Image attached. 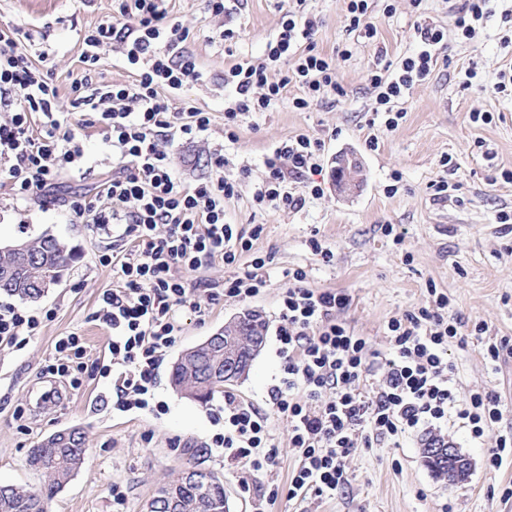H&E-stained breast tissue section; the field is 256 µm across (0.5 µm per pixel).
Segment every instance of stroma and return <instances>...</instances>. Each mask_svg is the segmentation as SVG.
Returning a JSON list of instances; mask_svg holds the SVG:
<instances>
[{
	"mask_svg": "<svg viewBox=\"0 0 512 512\" xmlns=\"http://www.w3.org/2000/svg\"><path fill=\"white\" fill-rule=\"evenodd\" d=\"M393 4L395 14L380 17L378 38L368 42L347 32L343 0H308V10L320 21L318 49L330 54L342 44L351 46L352 57L336 62L346 97L326 95L305 112L284 101L271 111L252 113L241 119L232 143L224 137V69L235 58L262 56L279 27L282 2L241 0L227 23L211 16L203 0H168L170 16L189 28V47L205 71L203 81L188 85L185 93L212 114L211 130L199 143L175 148L177 172L189 183L207 178L211 157L223 155L225 174L239 181L237 196L224 203V220L241 228L263 225L254 248L271 255L272 261L269 286L258 297L224 299L203 316L182 311L183 335L159 372L157 394L168 406L164 415L113 411L111 382L90 370L108 354V332L90 315L113 283L111 267L99 262L112 238L91 225L72 223L62 200L74 193L94 195L99 183L111 176L112 156L101 135L83 138V177L63 180L48 202L36 199L17 206L8 190L0 189V247L51 235L74 255L61 282L27 304L33 311L55 309V319L44 323L24 350L0 348V485L36 489L46 483V475L27 464L29 448L56 431L79 427L86 434L87 457L49 503L48 512H146L158 487L192 467L223 479L230 512H289L287 500L270 506L260 494L265 486L288 483L294 453L288 446L287 421L272 417L278 463L254 477V491L243 493L241 470L225 465L208 448L215 431L212 414L223 404V394L199 403L172 387L169 372L183 351L244 313L260 314L268 329H275L283 273L290 268H305L313 287L348 293L351 305L342 320L356 334L369 337L377 350L387 347V321L419 304L430 281L447 293L449 314L483 323L488 335L512 340V223L497 219L500 212L512 213V184L501 177L512 171V98L492 91L498 73L512 68V45L502 43L512 35V25L502 19L503 11L512 9V0H496L474 39L449 38L446 60L414 88L404 103V119L388 131L372 121L374 95L368 73L411 53L418 20L452 25L444 0H427L421 16L410 0ZM117 8L116 0H0V23L22 30L23 45L32 56L47 55L65 100L81 72L80 31L110 19ZM227 25L240 34L232 54L220 38ZM472 65L478 75L467 88L464 71ZM477 109L491 113L492 122H473L471 114ZM300 133L325 143L320 161L325 194L307 198L298 211L257 205L253 186L263 175L267 153ZM372 134L379 138L375 150L365 144ZM341 154L354 155L362 165V182L350 194L336 188L335 159ZM445 156L451 157L452 170H443L440 161ZM244 167L251 174L243 179L239 171ZM443 175L454 187L445 201L434 199L430 188ZM390 184L398 187L392 196L385 192ZM387 224L393 225L394 235H401V242L385 235ZM314 234L332 252L331 261L311 250ZM71 332L82 336L86 347L82 386L60 387L57 401L36 404L35 392L59 387L57 379L41 370L56 341ZM448 359L455 366L460 393L490 389L506 408L499 429L479 440L461 425L449 426V442L470 464L467 479L451 484L436 477L424 463L420 437L407 436L395 448L357 449L348 461L349 487L321 504L318 512H440L444 506L450 512H512V500L497 493L512 482V461L494 473L484 467L500 430L512 428V358L494 366L486 363L479 342L470 336L449 340ZM280 366L274 339H266L248 376L232 388L247 400L264 403ZM116 484L125 493L120 505L112 499Z\"/></svg>",
	"mask_w": 512,
	"mask_h": 512,
	"instance_id": "stroma-1",
	"label": "stroma"
}]
</instances>
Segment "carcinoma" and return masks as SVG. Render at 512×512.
<instances>
[{"label": "carcinoma", "mask_w": 512, "mask_h": 512, "mask_svg": "<svg viewBox=\"0 0 512 512\" xmlns=\"http://www.w3.org/2000/svg\"><path fill=\"white\" fill-rule=\"evenodd\" d=\"M25 247L35 262L23 265L17 252L0 250V291L20 300H34L45 293L40 283L60 282L72 255L51 235L27 242ZM170 383L199 402L209 401L224 391V350L201 344L188 349L173 363ZM86 451L85 436L78 428L55 432L29 449L28 465L46 472L50 480L37 491L0 486V512H47L48 503L84 463ZM179 481L176 491L188 512H227L224 481L217 474L189 468Z\"/></svg>", "instance_id": "1"}]
</instances>
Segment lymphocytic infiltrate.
<instances>
[{"mask_svg": "<svg viewBox=\"0 0 512 512\" xmlns=\"http://www.w3.org/2000/svg\"><path fill=\"white\" fill-rule=\"evenodd\" d=\"M164 2L121 0L118 17L80 32L84 74L73 81L65 108L50 68L23 50L21 30L0 25V108L11 114L0 122V187H9L20 202L50 194L60 180L80 176L82 132L99 129L114 172L94 196L76 194L67 202L73 223L112 236L111 252L99 261L111 267L116 285L90 315L109 332L111 358L96 370L115 388V410L155 415L166 411L157 398L158 370L182 336L180 311L197 309L204 285L189 280V273L222 262L230 274L222 290L210 291L211 302L244 301L267 288L271 262L253 249L263 225L245 231L224 221V202L236 195L237 181L225 175L223 157H215L209 178L194 184L175 172L168 145L202 138L212 115L183 95L204 73L187 46L189 29L170 18ZM316 25L306 0H288L262 58L225 68V138L236 141L240 116L273 109L289 87L300 90L291 101L299 112L327 93L344 96L336 60L351 58L352 51H320ZM414 39L412 54L368 75L376 92L373 112L389 131L405 116L403 101L429 78L447 48L446 31L430 23H417ZM112 46L120 49L130 82L104 81L100 62ZM323 149L321 139L306 134L276 146L264 160L254 201L299 210L307 197L323 196L317 179ZM285 275L275 329L281 372L268 392L269 405L225 392L215 415L222 427L210 439L225 463L241 467L243 491H250L251 475L278 463L275 416L288 422L296 462L287 488L273 486L263 496L271 504L287 498L298 512L343 492L356 449L395 446L409 434L423 436L425 447L444 448L449 420L460 421L475 439L502 421L504 405L495 391L476 389L464 398L458 393L448 341L465 326L449 316V298L435 283L426 285L427 304L388 321L389 350L383 354L340 320L349 294L311 287L301 267ZM53 316L1 303L0 346L23 349Z\"/></svg>", "mask_w": 512, "mask_h": 512, "instance_id": "obj_1", "label": "lymphocytic infiltrate"}]
</instances>
